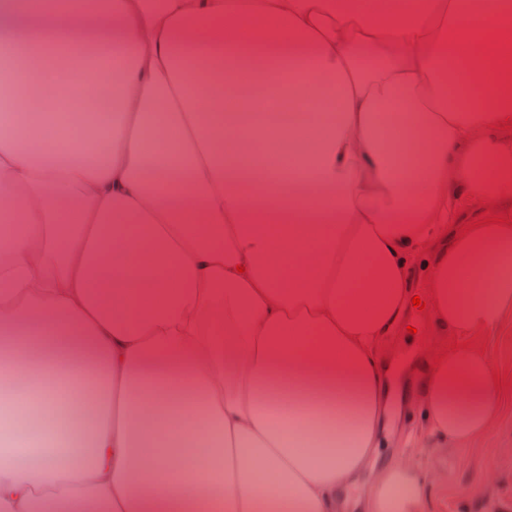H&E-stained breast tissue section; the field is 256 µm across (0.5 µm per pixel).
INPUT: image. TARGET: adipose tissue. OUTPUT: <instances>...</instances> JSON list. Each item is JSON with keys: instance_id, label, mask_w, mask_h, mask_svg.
<instances>
[{"instance_id": "adipose-tissue-1", "label": "adipose tissue", "mask_w": 512, "mask_h": 512, "mask_svg": "<svg viewBox=\"0 0 512 512\" xmlns=\"http://www.w3.org/2000/svg\"><path fill=\"white\" fill-rule=\"evenodd\" d=\"M507 10L0 0V58L55 96L101 84L55 77L35 25L130 58L101 138L57 124L39 159L41 124L0 131V373L16 419L60 405L69 435L33 469L0 450V512H340L366 473V512H429L409 459L373 462L408 421L430 448L497 416L471 340L512 319ZM243 82L265 95L218 92ZM287 104L314 120H235ZM422 263L433 349L390 438L384 347Z\"/></svg>"}]
</instances>
